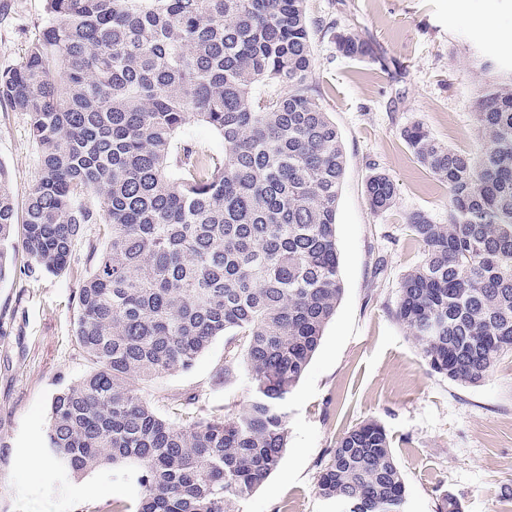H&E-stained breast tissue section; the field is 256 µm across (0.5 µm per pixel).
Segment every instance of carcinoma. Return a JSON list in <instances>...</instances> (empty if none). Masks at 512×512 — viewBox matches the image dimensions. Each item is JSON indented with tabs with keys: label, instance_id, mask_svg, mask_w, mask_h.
<instances>
[{
	"label": "carcinoma",
	"instance_id": "1",
	"mask_svg": "<svg viewBox=\"0 0 512 512\" xmlns=\"http://www.w3.org/2000/svg\"><path fill=\"white\" fill-rule=\"evenodd\" d=\"M46 14L0 71V102L28 116L40 156L27 272L63 271L87 224L104 238L88 243L76 292L74 339L93 368L53 398L46 449L68 476L131 467L136 504L112 512H232L280 464L288 397L343 293L345 156L310 82L307 0H46ZM333 38L344 57L366 53L350 29ZM191 120L224 154L181 138ZM474 120V152L418 121L401 131L450 204L446 224L409 216L425 257L396 308L430 370L471 385L512 353V75L485 81ZM397 192L373 169V210ZM14 224L0 168V280ZM224 336V373L240 360L251 374L248 408L230 418L179 401L162 417L142 385L190 370ZM316 492L339 512H404L384 427L349 429Z\"/></svg>",
	"mask_w": 512,
	"mask_h": 512
}]
</instances>
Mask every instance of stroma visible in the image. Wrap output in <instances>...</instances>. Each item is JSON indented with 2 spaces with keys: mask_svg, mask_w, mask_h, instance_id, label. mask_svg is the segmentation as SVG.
I'll list each match as a JSON object with an SVG mask.
<instances>
[{
  "mask_svg": "<svg viewBox=\"0 0 512 512\" xmlns=\"http://www.w3.org/2000/svg\"><path fill=\"white\" fill-rule=\"evenodd\" d=\"M311 20L354 30L365 56L340 55L313 33L310 79L346 155L336 244L343 295L287 405L288 447L278 468L233 512H336L316 492L318 476L350 428L383 426L402 476L404 512H438L452 496L462 512H512V355L479 384L432 372L396 316L404 275L424 258L408 217L448 221V187L407 149L402 129L422 122L451 148L474 150L473 112L488 75L483 62L512 70V47L490 38L486 21L512 30V0H308ZM46 19L44 0H0V71L18 65ZM39 167L26 115L0 103V168L24 213ZM397 184L394 205L373 211L365 184L373 169ZM97 225H88L67 269L26 276L23 251L0 280V500L8 512H107L138 494L109 468L61 478L43 454L51 401L91 364L74 341V296ZM224 338L186 372L145 387L152 399L196 397L204 410L242 412L252 379L244 364L224 368Z\"/></svg>",
  "mask_w": 512,
  "mask_h": 512,
  "instance_id": "1",
  "label": "stroma"
}]
</instances>
